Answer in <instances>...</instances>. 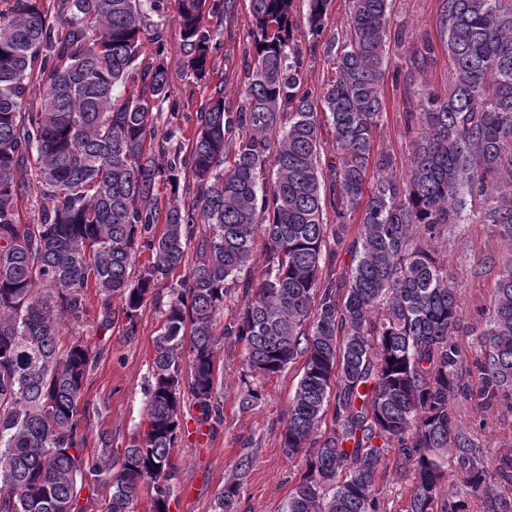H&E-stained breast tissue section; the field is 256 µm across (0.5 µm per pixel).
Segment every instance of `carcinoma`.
Listing matches in <instances>:
<instances>
[{"instance_id": "obj_1", "label": "carcinoma", "mask_w": 512, "mask_h": 512, "mask_svg": "<svg viewBox=\"0 0 512 512\" xmlns=\"http://www.w3.org/2000/svg\"><path fill=\"white\" fill-rule=\"evenodd\" d=\"M306 2L319 37L331 0ZM44 3L0 0V512H76L83 482L103 474L80 456L79 401L99 353L81 336L62 343L60 326L84 321L93 287L105 318L119 301L131 334L166 280L147 428L112 471L105 512H134L145 489L151 512H169L184 395L199 423L220 415V335L244 344L251 372L302 360L282 442L305 453V471L282 512H386L378 480L391 465L408 476L404 512H470L473 499L512 512V444L487 465L454 405L461 395L512 409V256L497 260L488 317L469 332L474 389L462 379L458 291L440 261L469 198L512 248V0H440L439 42L418 38L392 74L418 106L403 113L413 139L402 171L374 145L391 0H348L326 51L334 78L316 93L302 89L294 0H249L240 104L222 88L203 101L186 154L165 147L174 124L153 145L168 125L169 63L160 31L151 61L141 58L140 33L163 0ZM238 10L239 0H179L181 67L194 80L215 70L218 27ZM440 49L453 64L448 91L414 89ZM321 114L334 154L325 169ZM25 194L38 205L31 224L19 220ZM342 253L345 276L322 279ZM255 264L258 276L241 279ZM236 286L247 302L217 333ZM450 469L462 496L446 487ZM241 489L225 483L217 507Z\"/></svg>"}]
</instances>
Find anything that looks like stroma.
Listing matches in <instances>:
<instances>
[{"mask_svg": "<svg viewBox=\"0 0 512 512\" xmlns=\"http://www.w3.org/2000/svg\"><path fill=\"white\" fill-rule=\"evenodd\" d=\"M439 0H392V29L405 31L406 41L390 42L388 67H400L409 51L410 39L420 35L438 38ZM178 0H165L161 15L152 16L151 29L141 36L142 52L152 56L154 29H162L167 56L173 65V99L164 103L165 111L176 112L184 137H191L196 111L201 101L223 86L227 101L238 102L244 80L243 56L250 39L251 17L246 0L230 27L217 36L222 48L216 56V70L207 80L194 81L177 67L182 53V38L176 17ZM386 116L378 127L375 145L393 153L399 166H407L411 136L402 115L409 106L402 91L387 90ZM506 251L500 238L476 216H467L448 239L442 257L448 281L458 289L459 314L463 324L479 326L489 308L497 279V269L489 264L492 256ZM88 315L81 326L66 323L63 338L79 335L99 352L100 360L88 377L80 407L87 410L82 452L104 464H118L124 451L146 427L145 390L150 381L154 340L169 302V290L159 285L144 306L136 326H128L122 315L103 319L95 289L86 292ZM243 344L233 336L221 337L216 348V399L220 415L198 424V408L184 401L181 419L189 434L173 448L170 487V512H214L218 492L230 480L239 481L241 496L232 512H281L284 502L305 469L303 454H288L281 443L288 404L301 375L300 364L288 366L272 377H242ZM259 390V405L242 409L241 394L246 387ZM460 422L477 431L487 450L488 461L512 443V409H479L465 399H457Z\"/></svg>", "mask_w": 512, "mask_h": 512, "instance_id": "obj_1", "label": "stroma"}]
</instances>
